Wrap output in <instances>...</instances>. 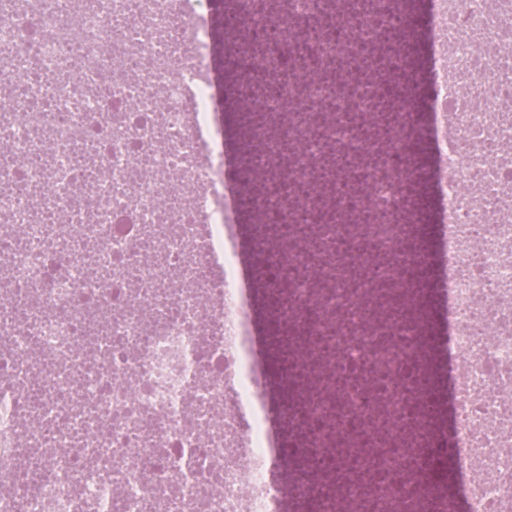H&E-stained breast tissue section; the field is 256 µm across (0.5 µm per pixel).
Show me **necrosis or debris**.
<instances>
[{"instance_id": "1", "label": "necrosis or debris", "mask_w": 512, "mask_h": 512, "mask_svg": "<svg viewBox=\"0 0 512 512\" xmlns=\"http://www.w3.org/2000/svg\"><path fill=\"white\" fill-rule=\"evenodd\" d=\"M428 4L394 85L390 0H224L221 33L203 0H0V512H512V0ZM223 105L240 183L292 172L248 247ZM429 183L433 257L402 248ZM429 269L430 340L393 293ZM301 329L269 382L257 347Z\"/></svg>"}]
</instances>
